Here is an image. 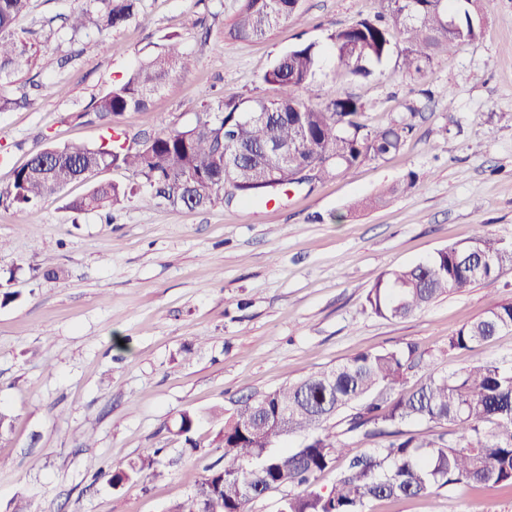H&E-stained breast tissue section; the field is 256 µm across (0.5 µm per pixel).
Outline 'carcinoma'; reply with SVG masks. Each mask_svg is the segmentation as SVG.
<instances>
[{
	"label": "carcinoma",
	"instance_id": "carcinoma-1",
	"mask_svg": "<svg viewBox=\"0 0 512 512\" xmlns=\"http://www.w3.org/2000/svg\"><path fill=\"white\" fill-rule=\"evenodd\" d=\"M372 18L330 35L336 74L366 77L397 48L402 38V70L421 75L433 59L483 35L477 0H416L415 13L400 0H382ZM140 0H83L67 18L72 35L111 30L138 13ZM298 0H244L231 29L236 38H262L286 21ZM29 0H0V112L17 101L6 95L13 77L30 69L32 45L15 31ZM195 57L175 34L161 50L141 61L128 76L111 84L83 111L107 123L98 146L68 144L36 151L0 186V202L28 207L63 186L115 167L142 179L140 201L164 200L172 206L211 208L239 195L249 197L299 183L296 170L313 167L318 178L338 176L368 156L383 157L404 145L412 125L404 120L369 129L361 122L362 104L352 97L316 101L313 89L318 54L315 45L286 51L262 76L273 87L270 98L227 97L205 103L194 125L167 128L136 147L114 124L123 113L148 111L150 98L170 80L188 72ZM270 144L287 145L286 160L266 155ZM134 190L108 182L93 185L69 203L76 212L98 211L123 203ZM512 268V243L492 237L479 224L464 244L451 245L431 258L377 278L365 299L371 313L403 320L436 298L461 293L494 280ZM503 330L512 331V301L495 304L448 336V352L472 350ZM420 383L408 387L413 372ZM343 425L336 432L333 419ZM424 422L434 429L454 427L453 436L430 433L418 440L402 427ZM196 417L180 415L178 434L190 450ZM224 467L209 471L194 493L173 512H248V505L273 488L292 487L278 512H364L372 499L425 497L456 485L498 486L512 491V366L478 360L441 373L432 355L408 344L363 352L259 397H247L222 419ZM383 445L355 454L341 435ZM284 436H297L294 448H280ZM161 448H146L125 467L102 473L114 489L146 473H158ZM336 470L331 487L319 483Z\"/></svg>",
	"mask_w": 512,
	"mask_h": 512
}]
</instances>
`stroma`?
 <instances>
[{
    "mask_svg": "<svg viewBox=\"0 0 512 512\" xmlns=\"http://www.w3.org/2000/svg\"><path fill=\"white\" fill-rule=\"evenodd\" d=\"M80 0H30L15 26L30 36L31 70L8 86L27 104L0 112V185L33 152L100 143L82 109L179 34L196 57L147 111L120 127L142 139L193 125L204 101L269 98L261 75L294 45L315 44L322 99L350 96L368 128L418 112L403 148L272 203L236 198L210 209L137 198L86 213L69 209L90 185L38 206L0 203V512L36 498L45 512H173L208 470L224 465L219 423L242 397L295 382L358 353L414 344L451 373L479 359L512 362V332L474 351L448 336L494 303L512 301V269L443 296L404 320L365 309L376 278L465 243L475 225L512 243V0H479L483 36L438 56L424 76L391 55L371 76L336 74L329 36L373 16L380 0H299L265 39L230 37L240 0H141L138 15L103 34L72 37ZM415 174L411 191L374 209L359 200ZM61 269L44 278L45 261ZM198 417L185 453L182 413ZM163 451L160 474L113 489L105 470L143 449ZM366 512H512V492L441 488L372 500Z\"/></svg>",
    "mask_w": 512,
    "mask_h": 512,
    "instance_id": "obj_1",
    "label": "stroma"
}]
</instances>
